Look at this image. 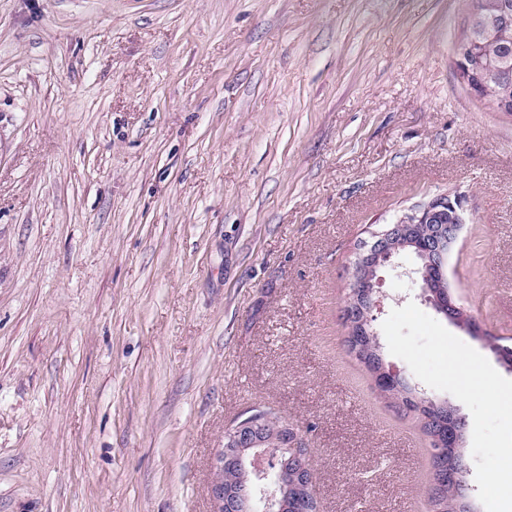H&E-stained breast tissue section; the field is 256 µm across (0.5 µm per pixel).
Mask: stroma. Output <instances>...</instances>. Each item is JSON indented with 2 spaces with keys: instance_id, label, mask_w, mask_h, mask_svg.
<instances>
[{
  "instance_id": "stroma-1",
  "label": "stroma",
  "mask_w": 512,
  "mask_h": 512,
  "mask_svg": "<svg viewBox=\"0 0 512 512\" xmlns=\"http://www.w3.org/2000/svg\"><path fill=\"white\" fill-rule=\"evenodd\" d=\"M470 0H0V512H212L274 409L317 512H429V438L347 349L357 245L460 199L456 302L512 338V113ZM482 2L481 6L507 3L510 11L502 6L500 19L493 26H486L479 18L469 23L467 33L457 42L454 48L456 74L460 82L477 98L483 87V77L493 71L492 65L482 62L478 54L480 40H499L503 50L512 49V0H474ZM511 12V13H510Z\"/></svg>"
}]
</instances>
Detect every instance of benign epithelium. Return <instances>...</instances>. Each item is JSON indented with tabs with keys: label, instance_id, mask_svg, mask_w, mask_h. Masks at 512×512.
Masks as SVG:
<instances>
[{
	"label": "benign epithelium",
	"instance_id": "obj_1",
	"mask_svg": "<svg viewBox=\"0 0 512 512\" xmlns=\"http://www.w3.org/2000/svg\"><path fill=\"white\" fill-rule=\"evenodd\" d=\"M499 40L503 50H512V12L501 9L500 19L493 26H486L478 18L469 23L467 33L454 48L456 74L460 82L475 96H480L483 77L493 71L492 65L482 62L478 54L481 40ZM416 224H437L439 230L435 238L419 245L413 240V227ZM463 224V208L460 203L452 202L446 195L432 198L418 205L371 233L370 239L360 243L356 252L350 282L351 300L345 302L344 320L348 332L364 321H355L360 312L373 319V311L383 308L386 296L373 287L370 273L382 266L390 265L398 275L408 278L413 284H421V290L435 310L443 314L452 323L464 327L479 336L508 368L512 369V345L501 344V338H488L475 325H465L460 317L462 312L453 297L448 301L439 300L436 290L431 288L429 271L434 269L448 276V258L458 239ZM398 239L415 247L423 263L404 267L394 263V252L390 241ZM406 383L401 374L384 365L378 369L374 387L383 390L398 387ZM407 397L439 415L441 427L435 430L434 448L431 457L438 461L428 488V498L438 497L437 491L458 490L464 481L466 468L458 448L463 446L466 433V420L460 409L446 400H436L422 389L409 388ZM270 408L254 407L224 430L222 448L216 460V473L219 477L211 483V497L215 503V512H287L290 492L300 490L304 498L298 512H317L313 495V472L311 451L303 436L293 425L287 424L278 431L270 433L266 423ZM277 445L288 451V464L277 459L271 447ZM237 469L246 475V480L232 486L224 485V469Z\"/></svg>",
	"mask_w": 512,
	"mask_h": 512
}]
</instances>
